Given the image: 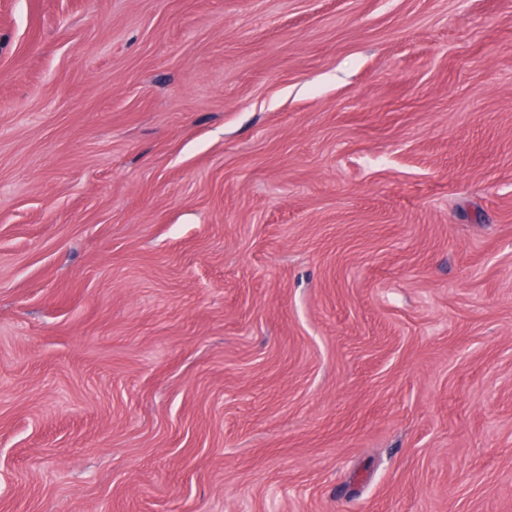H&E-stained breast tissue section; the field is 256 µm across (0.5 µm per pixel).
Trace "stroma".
I'll return each instance as SVG.
<instances>
[{"instance_id":"35a3bbf8","label":"stroma","mask_w":512,"mask_h":512,"mask_svg":"<svg viewBox=\"0 0 512 512\" xmlns=\"http://www.w3.org/2000/svg\"><path fill=\"white\" fill-rule=\"evenodd\" d=\"M0 512H512V0H0Z\"/></svg>"}]
</instances>
